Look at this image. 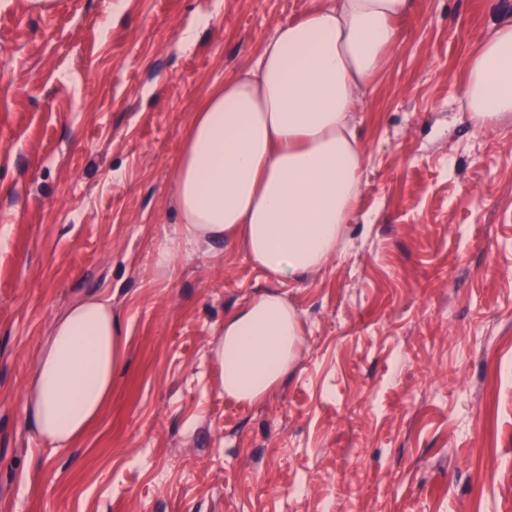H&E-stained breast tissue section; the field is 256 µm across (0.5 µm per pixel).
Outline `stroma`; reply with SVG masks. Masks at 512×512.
Returning a JSON list of instances; mask_svg holds the SVG:
<instances>
[{"label": "stroma", "mask_w": 512, "mask_h": 512, "mask_svg": "<svg viewBox=\"0 0 512 512\" xmlns=\"http://www.w3.org/2000/svg\"><path fill=\"white\" fill-rule=\"evenodd\" d=\"M489 1L414 0L358 107L368 219L278 282L229 242L158 249L193 113L305 0H0V512H512V121L462 102L512 15ZM264 289L302 336L250 403L211 345ZM91 294L125 364L55 448L24 423L29 361Z\"/></svg>", "instance_id": "35a3bbf8"}]
</instances>
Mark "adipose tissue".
<instances>
[{
    "label": "adipose tissue",
    "instance_id": "obj_1",
    "mask_svg": "<svg viewBox=\"0 0 512 512\" xmlns=\"http://www.w3.org/2000/svg\"><path fill=\"white\" fill-rule=\"evenodd\" d=\"M412 0H308L252 67L225 79L189 125L175 165L176 235L159 251L228 241L276 279L297 281L335 259L357 216L366 163L355 114L398 38ZM464 107L485 128L512 117V19L468 60ZM299 316L274 292L224 320L212 354L224 393L268 394L295 363ZM121 320L89 296L53 323L23 394L27 428L72 446L99 418L124 366Z\"/></svg>",
    "mask_w": 512,
    "mask_h": 512
}]
</instances>
